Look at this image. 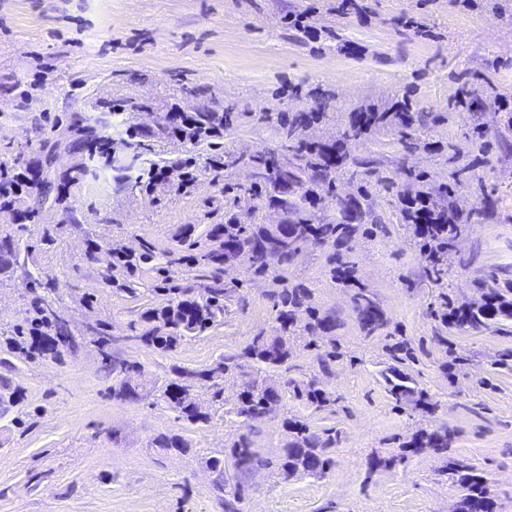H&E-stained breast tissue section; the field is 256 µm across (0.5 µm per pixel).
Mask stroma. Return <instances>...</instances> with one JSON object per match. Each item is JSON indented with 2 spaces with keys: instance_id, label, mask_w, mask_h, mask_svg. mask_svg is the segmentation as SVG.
<instances>
[{
  "instance_id": "1",
  "label": "stroma",
  "mask_w": 512,
  "mask_h": 512,
  "mask_svg": "<svg viewBox=\"0 0 512 512\" xmlns=\"http://www.w3.org/2000/svg\"><path fill=\"white\" fill-rule=\"evenodd\" d=\"M486 81V109L472 111L465 92ZM406 110L420 116L409 151L397 142ZM203 111L230 112L218 141L234 157L279 147L298 112L318 113L307 130L316 140L335 137L356 113H388L369 140L347 148L350 163L379 177L363 204L371 218L340 247L352 277L334 273L331 248L312 244L284 268L330 318L322 336L335 359L323 364L318 349L300 348L264 369L293 389L262 419L245 424L232 413L238 379L225 382L224 406L207 423L179 418L158 394L173 367L204 368L270 331V277L231 269L237 290L223 324L163 352L129 340L138 303L103 286L105 267L88 243L148 241L164 251L188 224L230 215L275 224L282 212L265 194L244 197L248 168L201 173L185 189L156 180L119 190L99 165L98 190L71 191L35 220L0 211V229L24 240L56 227L47 255L20 257L0 278V512H455L466 494L449 477L459 464L484 477L496 512H512V320L462 332L445 317L448 305L480 301L489 283L512 286V0H0V162H38L53 144V170L65 172L85 159L64 145L71 127L94 120L116 151L166 128L150 139L145 164L201 163L212 147L184 142L172 119ZM483 122L492 131L477 147L468 135ZM398 169L451 182L455 205L472 216L442 280L427 275L414 227L400 219L421 183L380 182ZM480 179L495 201L489 212L478 209ZM38 278L57 283L53 307L77 336L56 358L14 342ZM360 292L384 322L370 335ZM97 318L111 325L113 363L141 366L155 391L113 398L123 375L101 366L87 329ZM395 369L427 392V405L391 396ZM310 384L334 404L297 395ZM298 424L336 432L322 475L280 468ZM435 432L447 433L446 449L430 447ZM162 433L187 450L156 448ZM241 435L254 453L247 466L230 452Z\"/></svg>"
}]
</instances>
